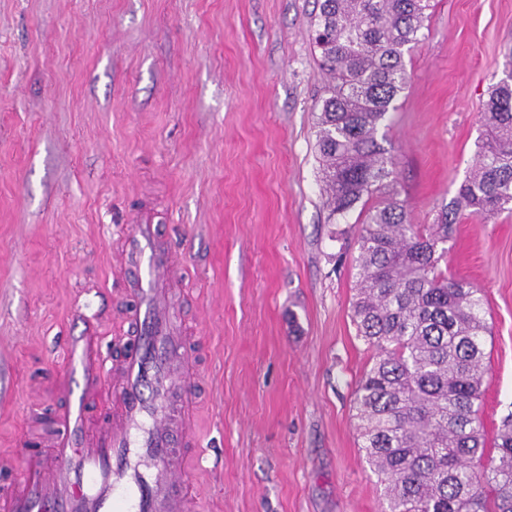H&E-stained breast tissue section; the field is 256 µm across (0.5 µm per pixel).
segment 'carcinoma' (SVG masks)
I'll return each mask as SVG.
<instances>
[{"instance_id":"carcinoma-1","label":"carcinoma","mask_w":512,"mask_h":512,"mask_svg":"<svg viewBox=\"0 0 512 512\" xmlns=\"http://www.w3.org/2000/svg\"><path fill=\"white\" fill-rule=\"evenodd\" d=\"M430 0H319L312 40L330 78L316 145L329 219L356 207L358 280L352 318L375 352L354 408L362 450L386 483L387 512H512V414L483 470L481 290L440 269L464 214L512 211V72L482 112L486 138L434 224L410 223L395 156L380 128L405 89V54L420 41Z\"/></svg>"}]
</instances>
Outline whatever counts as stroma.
<instances>
[{
	"instance_id": "stroma-1",
	"label": "stroma",
	"mask_w": 512,
	"mask_h": 512,
	"mask_svg": "<svg viewBox=\"0 0 512 512\" xmlns=\"http://www.w3.org/2000/svg\"><path fill=\"white\" fill-rule=\"evenodd\" d=\"M381 128L412 223L470 170L512 71V0H431ZM317 0H0V461L48 438L65 337L84 313L110 355L128 329L118 262L150 214L196 365L193 512H383L354 391L373 352L352 321L357 213L322 197L310 39ZM490 333L479 416L512 413V215L447 244Z\"/></svg>"
}]
</instances>
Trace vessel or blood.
<instances>
[{"instance_id": "1", "label": "vessel or blood", "mask_w": 512, "mask_h": 512, "mask_svg": "<svg viewBox=\"0 0 512 512\" xmlns=\"http://www.w3.org/2000/svg\"><path fill=\"white\" fill-rule=\"evenodd\" d=\"M121 260L133 298L123 353L111 362L97 337L70 338L54 433L22 477L0 480V512H188L192 477L171 461L174 449L199 445L192 351L170 300L176 260L146 216Z\"/></svg>"}]
</instances>
